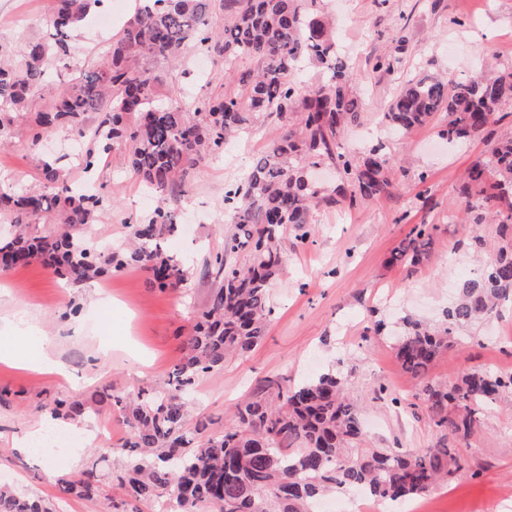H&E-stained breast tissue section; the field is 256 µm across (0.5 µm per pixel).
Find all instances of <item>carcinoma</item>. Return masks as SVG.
<instances>
[{"mask_svg":"<svg viewBox=\"0 0 512 512\" xmlns=\"http://www.w3.org/2000/svg\"><path fill=\"white\" fill-rule=\"evenodd\" d=\"M102 0H55L49 30L27 40L16 61L0 53V138L12 114L30 108L49 80L48 64H67L70 37ZM224 14V29L209 23L210 8ZM224 64L235 89L196 101L194 109L163 92L162 75L148 61L178 64L190 43ZM247 57L254 67L238 71ZM400 57L374 58L368 74L392 73ZM315 66L322 82L302 85L292 74ZM354 67L336 47L333 22L319 0H139L104 58L59 85L49 108L35 113L28 147L36 152L48 129L66 127L94 143L83 155L92 170L98 154L114 152L156 193L158 204L143 224L132 226L127 247L100 244L86 234L102 199L76 191L58 162L37 159L44 190L16 191L0 184V217L13 231L0 239V270L41 261L78 286L114 270L137 266L161 289L182 288L188 272L167 248L180 228L177 189L207 158L260 118L276 116L288 126L238 184L224 194L229 223L224 249L205 262L219 282L208 306L194 319L186 352L172 367L167 387L114 394L107 402L131 429L126 495L138 501H168L173 512H310L324 492L362 488L382 501L430 491L468 466L463 448L485 410L505 390L512 373L473 370L451 383L431 378L456 333L512 301V239L492 250L480 274L461 282L446 310V325L431 329L409 318L393 346L395 357L418 383L430 420L441 432L440 447L424 452L367 448L352 454L361 436L356 406L346 397L347 379L329 371L301 383L271 382L236 406L232 423L219 434L185 430L196 379L224 368L231 357L254 349L266 336L273 308L270 287L283 269L288 230L304 242L313 231V210L380 198L394 187L395 162L381 144L359 154L344 139L360 126L362 106L351 86ZM512 99V68L482 67L449 84L424 73L408 79L391 99L383 122L406 135L444 113L439 135L450 143L475 136L490 142L487 154L465 175L464 210L480 209L498 223L512 224V134L494 126L497 106ZM95 115L96 124L86 125ZM324 164L337 180L324 186L305 179V169ZM433 225L417 224L392 251L388 263L414 268L426 258ZM246 252L237 266L228 257ZM89 407L78 400L54 401L52 415L78 420ZM61 495L91 497L100 489L96 470L58 479ZM0 512H51L39 497L19 495L0 482Z\"/></svg>","mask_w":512,"mask_h":512,"instance_id":"1","label":"carcinoma"}]
</instances>
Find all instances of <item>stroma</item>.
<instances>
[{
	"instance_id": "1",
	"label": "stroma",
	"mask_w": 512,
	"mask_h": 512,
	"mask_svg": "<svg viewBox=\"0 0 512 512\" xmlns=\"http://www.w3.org/2000/svg\"><path fill=\"white\" fill-rule=\"evenodd\" d=\"M134 0H106L112 23L94 30L92 22L71 40L72 65L50 68L53 85L78 76L107 49L126 24ZM336 17L340 49L364 78L353 85L364 112L361 126L349 132L347 147L360 151L385 144L401 159L391 195L358 201L352 207L319 209L307 243L289 245L284 269L271 287L272 320L264 340L223 369L201 375L189 410L188 427L208 423L209 432L229 424L235 404L266 378L301 381L328 370L344 373L347 392L361 410V448L436 447L440 439L424 409H412L414 382L399 366L386 336L370 333L380 320L400 330L405 318L440 325L458 285L483 266L475 237L489 242L512 236V226L477 223L475 214L457 207L463 173L488 150L485 139L448 146L429 124L401 139L390 134L382 115L401 84L426 70L450 82L465 78L481 61L512 67V0H323ZM54 0H0V46L15 51L23 40L43 34ZM404 35L397 48L395 35ZM399 52L391 74L367 76L376 56ZM203 55L189 51L178 67L157 61L181 103L224 90L217 64L200 70ZM30 112L14 116L6 146L0 147V182L19 191L41 189L27 148ZM284 132L276 117L266 118L230 140L223 154L193 171L180 209L181 233L170 249L186 259L185 290H161L146 272L125 268L78 288L65 284L41 263L0 272V342L23 349L49 341L61 364L47 374L0 363V478L23 495L45 500L53 512H103L107 501L124 500L129 430L108 404L95 403L104 386L114 393L166 385L169 372L184 354L195 315L209 302L217 282L205 275L204 263L220 252L232 232L224 215V191L240 181L267 145ZM86 143L69 129L49 130L44 151L59 160L75 184H86L104 201L93 228L101 243L122 244L130 226L147 218L156 205L141 179L100 158L85 172L79 153ZM426 181H419V174ZM434 225L427 258L416 269L389 264L391 251L417 224ZM485 368L512 373V302L462 332L460 343L442 356L431 376L454 381L462 372ZM388 388L401 396L395 405L380 395ZM79 399L90 404L84 421L65 430L72 448L81 451V466L102 461V498L59 499L61 476L73 474L70 450L52 455H25L14 448L25 431L44 426L48 403ZM469 466L451 483L421 498L437 512H501V495L512 489V392H503L472 435L464 440ZM125 501V500H124Z\"/></svg>"
}]
</instances>
